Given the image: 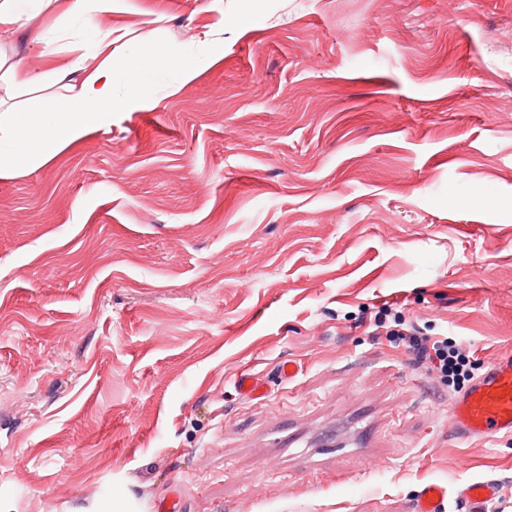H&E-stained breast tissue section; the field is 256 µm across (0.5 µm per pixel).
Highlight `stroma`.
Instances as JSON below:
<instances>
[{
    "label": "stroma",
    "mask_w": 512,
    "mask_h": 512,
    "mask_svg": "<svg viewBox=\"0 0 512 512\" xmlns=\"http://www.w3.org/2000/svg\"><path fill=\"white\" fill-rule=\"evenodd\" d=\"M100 26L118 100L141 49L198 74L0 180V512H412L488 476L512 512V437L459 439L360 321L391 306L477 374L512 352V0H114ZM448 505V488L428 484L417 494L414 512H445Z\"/></svg>",
    "instance_id": "1"
}]
</instances>
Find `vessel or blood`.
Returning a JSON list of instances; mask_svg holds the SVG:
<instances>
[{
  "label": "vessel or blood",
  "mask_w": 512,
  "mask_h": 512,
  "mask_svg": "<svg viewBox=\"0 0 512 512\" xmlns=\"http://www.w3.org/2000/svg\"><path fill=\"white\" fill-rule=\"evenodd\" d=\"M458 438L486 439L512 436V355H500L450 406ZM449 492L438 484L424 486L415 499L414 512H446ZM456 495L466 512H492L498 497L496 479L484 478L461 485Z\"/></svg>",
  "instance_id": "1"
}]
</instances>
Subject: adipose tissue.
<instances>
[{
    "label": "adipose tissue",
    "mask_w": 512,
    "mask_h": 512,
    "mask_svg": "<svg viewBox=\"0 0 512 512\" xmlns=\"http://www.w3.org/2000/svg\"><path fill=\"white\" fill-rule=\"evenodd\" d=\"M112 2L66 0L64 19L82 22L89 38L53 71L20 68L15 57L0 53V80L16 81L31 92L59 90L44 106L22 107L16 116L0 118V140L12 143L8 154H0V180L49 163L65 147L111 119L117 108L112 92V33L99 29L96 21L111 13ZM56 7L57 0H0V29L31 32L32 54L52 57L56 44L47 37L42 16Z\"/></svg>",
    "instance_id": "adipose-tissue-1"
}]
</instances>
